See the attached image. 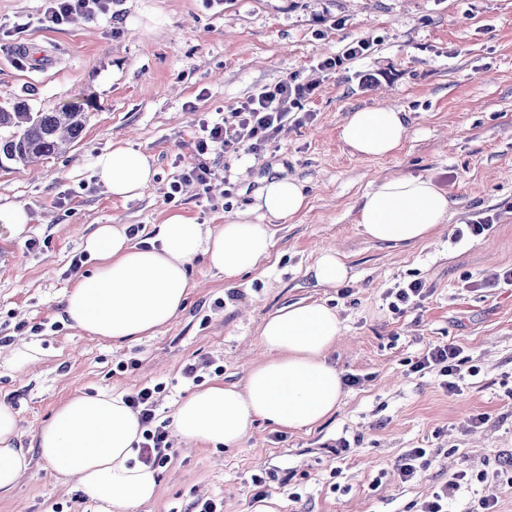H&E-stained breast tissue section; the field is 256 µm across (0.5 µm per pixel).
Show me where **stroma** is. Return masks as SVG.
Segmentation results:
<instances>
[{
    "label": "stroma",
    "instance_id": "1",
    "mask_svg": "<svg viewBox=\"0 0 512 512\" xmlns=\"http://www.w3.org/2000/svg\"><path fill=\"white\" fill-rule=\"evenodd\" d=\"M46 6L0 0V104L23 99L54 112L79 102L87 121L65 151L0 168V205H24L30 217L17 235L0 226V402L15 412L22 446L72 395L160 382L159 411L171 418L200 388L243 382L260 358L264 317L319 301L341 322L330 360L359 379L336 412L299 430L254 422L234 448L174 441L156 495L132 512H187L207 497L222 500L223 512H418L461 468L471 485L449 512H469L488 484L498 512H512V471L502 466L512 458V288L497 282L512 268V0H110L107 13L53 29L41 23ZM361 39L363 56L322 68ZM292 77L317 89L275 146L228 157L210 196L192 185L172 192L196 161L200 119ZM380 104L408 115L401 148L384 158L351 154L342 126ZM127 136L155 175L123 200L106 193L93 162ZM398 175L447 191L448 218L432 239L394 246L362 233L364 194ZM283 177L303 185L307 205L292 222L271 223L264 269L227 278L196 258L184 309L137 340L97 343L71 325L63 297L98 264L83 245L98 225L138 226L140 243L176 213L222 224L252 205L266 180ZM486 215L495 223L483 238L455 239ZM331 242L349 277L320 285L309 269L317 246ZM414 280L428 290L421 306L390 309L386 293ZM19 339L36 350L21 367L11 354ZM438 343L457 345L478 370L461 394H448L437 370H411ZM203 357L219 359L222 372L185 379L184 366ZM479 414L486 422L467 427ZM342 438L350 449L338 455ZM409 448L430 449L435 461L404 483L395 465ZM0 512L99 510L36 455L0 493Z\"/></svg>",
    "mask_w": 512,
    "mask_h": 512
}]
</instances>
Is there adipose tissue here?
I'll return each instance as SVG.
<instances>
[{
	"label": "adipose tissue",
	"instance_id": "obj_1",
	"mask_svg": "<svg viewBox=\"0 0 512 512\" xmlns=\"http://www.w3.org/2000/svg\"><path fill=\"white\" fill-rule=\"evenodd\" d=\"M407 134L406 114L392 106L352 112L340 138L352 153L383 157ZM106 192L137 196L154 170L147 155L122 140L94 162ZM306 206L302 184L270 180L255 205L260 222L242 213L225 223L199 224L172 214L156 227L149 247L133 244L121 224H102L84 240L99 264L67 290L64 313L92 339L133 340L169 323L190 286L188 266L203 257L209 268L232 278L262 267L270 256V222L288 223ZM449 201L428 179L403 175L381 180L367 192L357 222L370 239L410 244L431 238L448 216ZM341 334L335 310L297 302L267 316L259 332L261 358L244 383L216 381L180 402L173 429L196 445L231 448L255 420L297 430L329 418L343 397L340 372L327 354ZM141 427L122 396L76 395L61 402L34 439L41 458L88 500L116 512L152 499L156 468L137 460L133 445ZM29 468L13 410L0 403V492H10Z\"/></svg>",
	"mask_w": 512,
	"mask_h": 512
}]
</instances>
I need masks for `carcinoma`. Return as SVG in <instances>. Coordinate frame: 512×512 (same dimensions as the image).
Returning a JSON list of instances; mask_svg holds the SVG:
<instances>
[{"label":"carcinoma","mask_w":512,"mask_h":512,"mask_svg":"<svg viewBox=\"0 0 512 512\" xmlns=\"http://www.w3.org/2000/svg\"><path fill=\"white\" fill-rule=\"evenodd\" d=\"M84 125L85 108L78 103L57 112H33L23 101L1 106L0 168L54 155L61 144L79 138Z\"/></svg>","instance_id":"carcinoma-1"}]
</instances>
